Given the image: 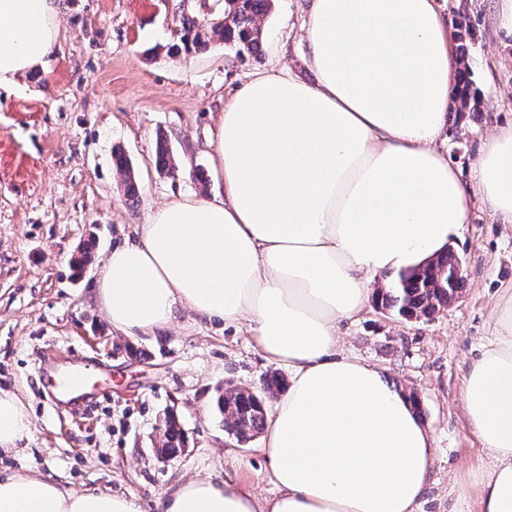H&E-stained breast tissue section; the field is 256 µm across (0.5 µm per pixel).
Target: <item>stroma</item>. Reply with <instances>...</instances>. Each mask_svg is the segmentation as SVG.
Returning a JSON list of instances; mask_svg holds the SVG:
<instances>
[{
    "instance_id": "obj_1",
    "label": "stroma",
    "mask_w": 512,
    "mask_h": 512,
    "mask_svg": "<svg viewBox=\"0 0 512 512\" xmlns=\"http://www.w3.org/2000/svg\"><path fill=\"white\" fill-rule=\"evenodd\" d=\"M183 5L214 19L224 0H57L59 44L43 67L0 90V388L20 396L31 420L19 452L0 457V472L131 494L141 512H156L160 497L196 476L276 495L263 440L241 445L228 436L215 401L221 388L256 389L266 373L288 369L274 367L247 329L187 310L157 334L118 333L93 288L112 247L134 240L149 209L222 192L209 142L236 89L270 68L316 80L305 62L309 0H274L260 54L216 45L176 59L168 47ZM495 13L496 0H468L481 105L440 146L466 178L488 131L512 122V39L500 36ZM161 136L177 163L171 174L152 161ZM119 153L135 172L132 198L115 167ZM92 236L93 262L76 271L77 250ZM451 245L464 261L465 286L432 320L407 322L372 306L341 325L344 354L421 400L432 462L418 512H478L471 477L490 457L465 417L463 377L493 335L502 289L512 288V224L499 223L480 199ZM85 364L100 367L103 392L78 415L57 404L49 373ZM172 406L188 447L162 462L153 436Z\"/></svg>"
}]
</instances>
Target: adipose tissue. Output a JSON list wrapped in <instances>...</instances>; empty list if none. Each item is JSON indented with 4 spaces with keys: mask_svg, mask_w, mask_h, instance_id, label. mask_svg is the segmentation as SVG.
<instances>
[{
    "mask_svg": "<svg viewBox=\"0 0 512 512\" xmlns=\"http://www.w3.org/2000/svg\"><path fill=\"white\" fill-rule=\"evenodd\" d=\"M437 0H312L317 82L257 73L226 102L212 145L224 193L151 210L115 246L94 298L114 330L167 328L178 309L248 327L286 390L267 414L266 499L195 477L159 512H416L431 441L409 399L344 355L339 325L377 299L378 277L422 266L468 221L472 195L512 224V124L488 134L471 179L437 145L459 58ZM55 0H0V88L41 67L59 38ZM463 380L467 420L491 454L481 512H512V295ZM30 430L0 389V452ZM0 512H141L134 496L0 474Z\"/></svg>",
    "mask_w": 512,
    "mask_h": 512,
    "instance_id": "ef3b65f1",
    "label": "adipose tissue"
}]
</instances>
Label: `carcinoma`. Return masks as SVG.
<instances>
[{"label":"carcinoma","mask_w":512,"mask_h":512,"mask_svg":"<svg viewBox=\"0 0 512 512\" xmlns=\"http://www.w3.org/2000/svg\"><path fill=\"white\" fill-rule=\"evenodd\" d=\"M271 7V0H224L223 22L212 28L196 21L192 16L181 15L176 30L178 42L171 45L174 52H202L216 42L224 43L228 48L241 52H257L262 39L261 20ZM456 34V51L459 59L466 63L470 51L473 32L467 23V15L459 14ZM455 101L459 102L458 118H464L471 110V104L477 102V88L474 87L469 66L460 71ZM155 165L162 171L172 173L177 165L167 141L157 142ZM117 171L123 176L127 196L137 194V184L127 158L115 156ZM457 263V254L448 248L434 257V267L430 271L414 269L400 272L386 287L379 290L376 305L382 310L402 319H421L433 316L448 306L462 289L464 280L453 279V267ZM283 388V378L276 372L266 375L257 390L232 388L224 391L217 399L219 413L229 411L233 415L232 423L225 426L228 434L237 443L247 444L261 434L264 425L266 399L278 394Z\"/></svg>","instance_id":"cac0c4a2"}]
</instances>
